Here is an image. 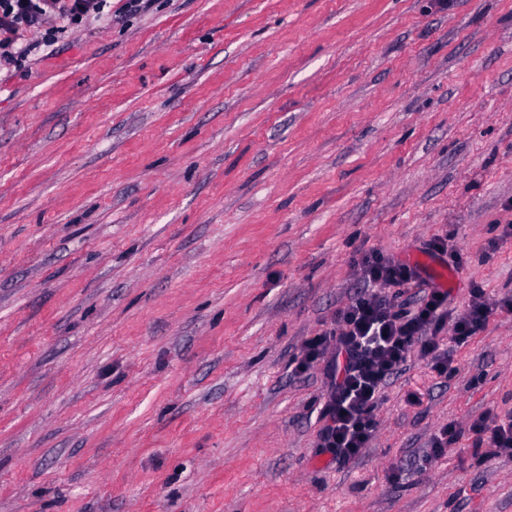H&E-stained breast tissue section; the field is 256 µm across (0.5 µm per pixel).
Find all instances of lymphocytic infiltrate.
<instances>
[{"label":"lymphocytic infiltrate","instance_id":"lymphocytic-infiltrate-1","mask_svg":"<svg viewBox=\"0 0 512 512\" xmlns=\"http://www.w3.org/2000/svg\"><path fill=\"white\" fill-rule=\"evenodd\" d=\"M107 0H0V59L8 64L25 62L32 46H17L23 30L42 31L41 47L55 43L50 17L78 24L102 15ZM366 289L338 314L337 330L308 339L298 370H306L327 352H334L322 416L326 424L320 446L336 461L356 458L371 441L377 427L375 412L388 381L412 351L430 357L437 373L444 374L452 359L440 348L435 335L451 326L457 343H465L486 324L490 311L480 289H472L463 313L449 306L450 292L426 284L418 267L371 252L357 262ZM416 289L413 310L396 308L395 296Z\"/></svg>","mask_w":512,"mask_h":512}]
</instances>
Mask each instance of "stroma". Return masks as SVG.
Instances as JSON below:
<instances>
[{"mask_svg": "<svg viewBox=\"0 0 512 512\" xmlns=\"http://www.w3.org/2000/svg\"><path fill=\"white\" fill-rule=\"evenodd\" d=\"M126 2L0 65V512H512V0ZM437 235L488 321L333 462L296 359ZM472 431L478 436L479 444L485 441L483 436L489 434L488 442L497 454L512 456V416L508 419H498L491 415L487 418L481 417L472 424Z\"/></svg>", "mask_w": 512, "mask_h": 512, "instance_id": "35a3bbf8", "label": "stroma"}]
</instances>
